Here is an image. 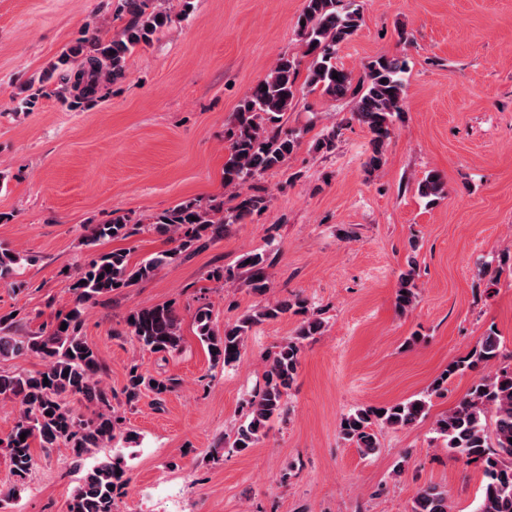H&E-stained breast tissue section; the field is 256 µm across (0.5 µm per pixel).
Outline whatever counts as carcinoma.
<instances>
[{"mask_svg":"<svg viewBox=\"0 0 512 512\" xmlns=\"http://www.w3.org/2000/svg\"><path fill=\"white\" fill-rule=\"evenodd\" d=\"M339 3L340 0H305L300 17L304 24L299 26V34L305 45L304 55L312 60L303 83H298L301 60L284 55L265 78L249 89L239 105L234 125L227 130L229 154L224 162V187L233 190L234 206L226 210L222 201L212 200L204 206L189 200L155 216L153 231L177 242V246L134 266L123 250L94 253L92 249L106 238L127 239L138 233L139 227L121 216L95 225L83 240L91 254L72 284L74 306L59 315L49 329L25 340L0 330L1 359L31 354L44 362V368L38 371L0 374V397L17 399L24 406L7 439H0V449L7 453L14 476L22 479L31 470L34 438L44 448L66 449L78 466L94 449L112 441L121 417L112 414V396L101 379L104 366L99 353L80 336L86 304L152 277L175 259L222 239L229 225L241 224L267 209L269 199L254 181L282 168L298 150L303 132L283 130L281 120L299 92L318 91L332 100L352 98L353 119L366 125L371 134L367 171L377 172L386 164L393 125L403 113L405 89L401 74L406 61L399 57L379 58L368 64L364 76L357 81L338 67L334 62L336 48L357 31L361 22L358 9L344 10ZM122 12L127 21L120 33L79 39L62 52L58 63L46 73L48 80L59 73L61 87L76 90L74 103L92 100L105 85L125 78L128 58L135 49L151 44L154 35L173 22L169 13L150 6L149 0H122ZM418 192L425 198L443 194L442 176L437 172L428 174L418 184ZM23 260L18 252L0 251V276L20 271ZM272 265L269 256L249 253L240 262L244 274L217 270L214 277L229 281L240 276L252 292L263 294L269 288ZM417 296L415 268L410 261L408 270L399 277L396 306L402 311L410 309ZM295 307L306 309L302 300L270 302L243 319L224 325L221 333L215 330L212 310L206 306L194 311L193 320L212 365L226 367L240 359L247 332L254 325L278 319ZM125 323L129 335L152 353L173 352L182 345V318L171 304L139 308L126 317ZM324 328V320L313 313L302 321L295 336L269 354L264 386L250 399L247 422L239 427L230 444L232 450L243 453L255 447L267 435L269 423L284 415L303 341L322 334ZM492 361L500 362L496 372L474 380L468 393L435 421V432L457 460L482 469L485 483L478 512H512V356L502 353L499 336L488 332L467 356L448 364L436 388L458 372L473 371ZM180 384L176 377L156 379L133 365L123 390L125 403L134 406L146 390L159 398ZM71 400L93 404L96 410L83 417L69 405ZM428 412V402L423 398L381 408H360L341 418L338 434L363 456H373L379 450L377 429L409 428ZM23 433L26 437L22 440ZM125 474L119 456L84 470L68 512H113L114 488L123 484ZM410 512H451L448 491L437 485L419 488Z\"/></svg>","mask_w":512,"mask_h":512,"instance_id":"obj_1","label":"carcinoma"}]
</instances>
